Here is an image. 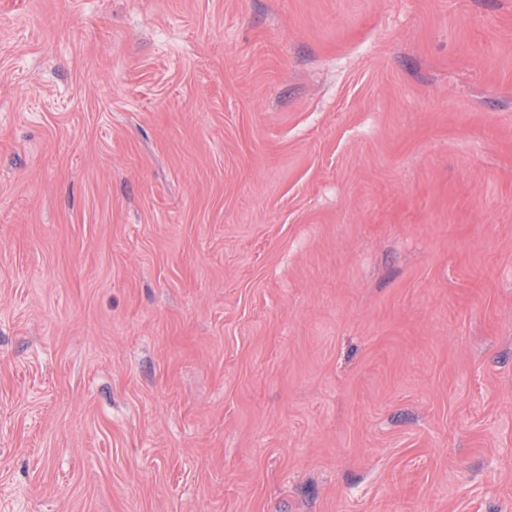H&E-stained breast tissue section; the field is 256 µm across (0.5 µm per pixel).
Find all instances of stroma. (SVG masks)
<instances>
[{
    "instance_id": "1",
    "label": "stroma",
    "mask_w": 512,
    "mask_h": 512,
    "mask_svg": "<svg viewBox=\"0 0 512 512\" xmlns=\"http://www.w3.org/2000/svg\"><path fill=\"white\" fill-rule=\"evenodd\" d=\"M0 512H512V0H0Z\"/></svg>"
}]
</instances>
